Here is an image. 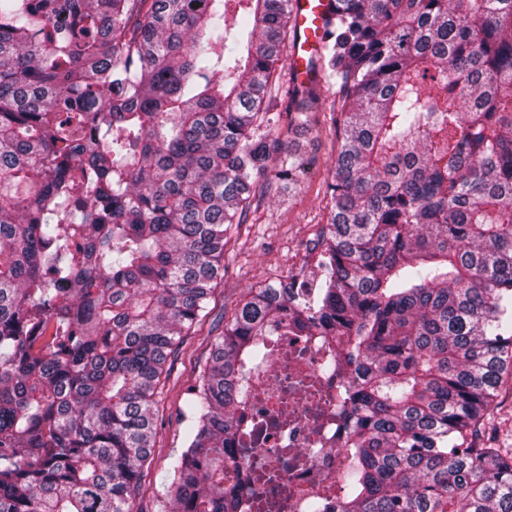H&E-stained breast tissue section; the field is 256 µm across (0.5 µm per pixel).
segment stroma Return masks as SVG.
<instances>
[{
    "mask_svg": "<svg viewBox=\"0 0 512 512\" xmlns=\"http://www.w3.org/2000/svg\"><path fill=\"white\" fill-rule=\"evenodd\" d=\"M333 92H322L312 109L322 124L320 131L298 128L282 138L284 145L298 144L307 151L309 174L290 191L271 190L252 209L246 224L234 235L235 244L224 256V280L214 290L210 313L171 359L159 407L162 424L156 439L152 463L144 472L136 501L138 512H169L164 498L168 464L182 451L177 412L206 364L215 335V324L223 314L233 313L250 288L275 279L298 264L305 247L325 223L323 181L336 157V139L327 127V110Z\"/></svg>",
    "mask_w": 512,
    "mask_h": 512,
    "instance_id": "1",
    "label": "stroma"
}]
</instances>
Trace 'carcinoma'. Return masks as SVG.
<instances>
[{"label": "carcinoma", "mask_w": 512, "mask_h": 512, "mask_svg": "<svg viewBox=\"0 0 512 512\" xmlns=\"http://www.w3.org/2000/svg\"><path fill=\"white\" fill-rule=\"evenodd\" d=\"M0 0V512H135L168 360L231 230L305 164L281 116H342L329 218L250 289L179 409L171 512H228L248 367L292 324L348 378L334 512H512L483 438L512 359V0ZM328 4V0H299L296 2L295 17L301 50H304V46L311 37H315V31L322 28V14Z\"/></svg>", "instance_id": "carcinoma-1"}]
</instances>
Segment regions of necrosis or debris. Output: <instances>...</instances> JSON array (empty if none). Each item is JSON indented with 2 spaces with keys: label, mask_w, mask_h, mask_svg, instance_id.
Segmentation results:
<instances>
[{
  "label": "necrosis or debris",
  "mask_w": 512,
  "mask_h": 512,
  "mask_svg": "<svg viewBox=\"0 0 512 512\" xmlns=\"http://www.w3.org/2000/svg\"><path fill=\"white\" fill-rule=\"evenodd\" d=\"M334 346L321 336L269 341L268 358L250 371L252 395L236 436L249 454L226 456L224 480L238 486L242 512H312L334 505L348 464L339 448L337 404L345 377L325 374Z\"/></svg>",
  "instance_id": "4bbe7bcc"
}]
</instances>
